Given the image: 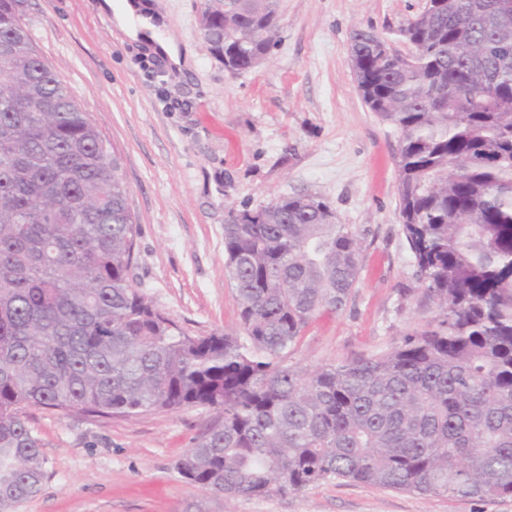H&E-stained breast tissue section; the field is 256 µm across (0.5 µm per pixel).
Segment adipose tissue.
Segmentation results:
<instances>
[{"label": "adipose tissue", "mask_w": 512, "mask_h": 512, "mask_svg": "<svg viewBox=\"0 0 512 512\" xmlns=\"http://www.w3.org/2000/svg\"><path fill=\"white\" fill-rule=\"evenodd\" d=\"M112 12L116 25L131 40L155 44L157 53L168 58L172 64H185L186 59L178 45L162 39L160 31L163 22L160 16L150 12L143 0H121L119 5L113 6Z\"/></svg>", "instance_id": "1"}]
</instances>
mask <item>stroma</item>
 Returning <instances> with one entry per match:
<instances>
[{"instance_id": "1", "label": "stroma", "mask_w": 512, "mask_h": 512, "mask_svg": "<svg viewBox=\"0 0 512 512\" xmlns=\"http://www.w3.org/2000/svg\"><path fill=\"white\" fill-rule=\"evenodd\" d=\"M182 68L130 41L100 0H27L48 64L121 159L139 226L129 280L192 334L239 327L224 262L228 207L316 196L363 239L347 306L313 318L284 365L313 369L382 354L431 320L401 232L398 134L363 103L348 65L352 29L397 40L421 0H278L267 61L232 74L199 28V0H150ZM44 443L40 493L17 512H512V497L459 499L330 481L273 498L218 497L178 460L213 419L194 407L133 418L27 411Z\"/></svg>"}]
</instances>
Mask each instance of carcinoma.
I'll return each instance as SVG.
<instances>
[{"instance_id": "cac0c4a2", "label": "carcinoma", "mask_w": 512, "mask_h": 512, "mask_svg": "<svg viewBox=\"0 0 512 512\" xmlns=\"http://www.w3.org/2000/svg\"><path fill=\"white\" fill-rule=\"evenodd\" d=\"M0 0V512L44 479L25 410L100 416L203 407L179 461L221 497L335 480L422 495L512 496V0H426L409 53L355 29L364 104L399 132L402 232L437 316L375 357L282 364L309 322L339 312L362 241L318 197L230 208L236 331L195 336L130 283L138 224L115 154ZM246 71L276 44V0H201ZM36 99L40 112L20 104Z\"/></svg>"}]
</instances>
